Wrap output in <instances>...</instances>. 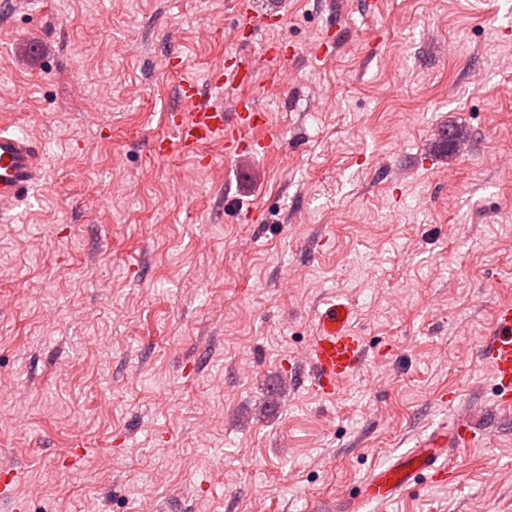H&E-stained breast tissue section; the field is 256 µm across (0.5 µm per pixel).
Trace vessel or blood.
<instances>
[{"mask_svg": "<svg viewBox=\"0 0 512 512\" xmlns=\"http://www.w3.org/2000/svg\"><path fill=\"white\" fill-rule=\"evenodd\" d=\"M255 80V66L249 55L238 53L226 60L221 72L209 75L206 84L183 81L180 95L185 111L169 114L172 137L153 142L157 157L179 153L201 157L214 139L223 138L225 156L234 155L242 136L250 130L270 126L272 117L245 95ZM230 95L232 107L219 98ZM44 175V157L39 143L26 134L0 127V210L20 202ZM354 309L350 302L331 300L315 316L313 331L305 344L304 357L314 391L335 397L367 360L363 336L351 325ZM480 356L489 366L495 382V405L512 411V302L498 303L492 321L481 338ZM478 428L469 415L440 422L420 438L413 448L373 469L363 482L359 497L339 503L340 512H361L363 505L383 506L403 495L413 483L426 479L444 484L454 471L450 453L480 443Z\"/></svg>", "mask_w": 512, "mask_h": 512, "instance_id": "obj_1", "label": "vessel or blood"}]
</instances>
